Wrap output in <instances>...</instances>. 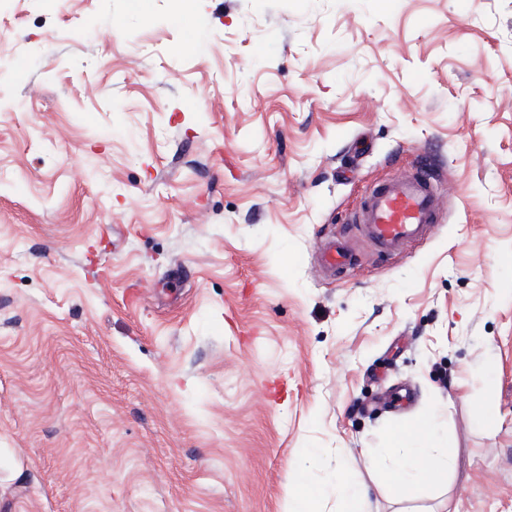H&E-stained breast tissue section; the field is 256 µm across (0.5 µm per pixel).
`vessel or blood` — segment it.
<instances>
[{
	"instance_id": "vessel-or-blood-1",
	"label": "vessel or blood",
	"mask_w": 512,
	"mask_h": 512,
	"mask_svg": "<svg viewBox=\"0 0 512 512\" xmlns=\"http://www.w3.org/2000/svg\"><path fill=\"white\" fill-rule=\"evenodd\" d=\"M436 216V198L426 172L386 181L366 198L355 222L380 251L392 253L421 237Z\"/></svg>"
}]
</instances>
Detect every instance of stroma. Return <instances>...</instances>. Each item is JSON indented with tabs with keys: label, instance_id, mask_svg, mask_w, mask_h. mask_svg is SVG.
<instances>
[{
	"label": "stroma",
	"instance_id": "35a3bbf8",
	"mask_svg": "<svg viewBox=\"0 0 512 512\" xmlns=\"http://www.w3.org/2000/svg\"><path fill=\"white\" fill-rule=\"evenodd\" d=\"M434 404L512 512V0H0V512H333L342 461L427 512L370 452ZM435 216L430 178L418 171L378 185L366 198L354 224L380 251L392 253L421 237ZM320 501L321 491L319 487L311 480L309 473L303 471L299 488H296L293 492H289L288 511L320 512Z\"/></svg>",
	"mask_w": 512,
	"mask_h": 512
}]
</instances>
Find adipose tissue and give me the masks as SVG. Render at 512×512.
<instances>
[{"label":"adipose tissue","mask_w":512,"mask_h":512,"mask_svg":"<svg viewBox=\"0 0 512 512\" xmlns=\"http://www.w3.org/2000/svg\"><path fill=\"white\" fill-rule=\"evenodd\" d=\"M438 438V424L430 415L411 430L392 432L387 448L374 456L377 482L395 501H403L405 492L420 491L424 480L442 483L455 474L456 456L449 449L438 447Z\"/></svg>","instance_id":"obj_1"}]
</instances>
